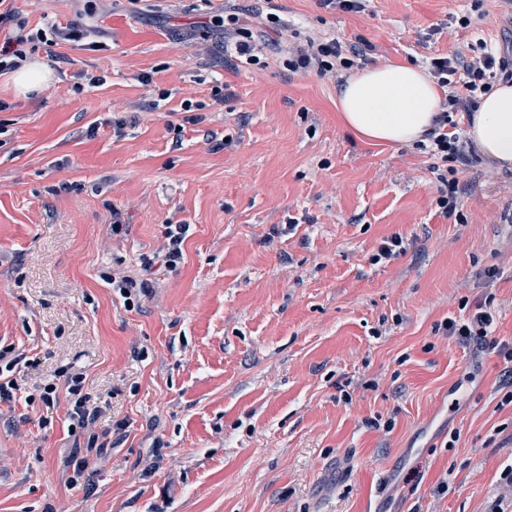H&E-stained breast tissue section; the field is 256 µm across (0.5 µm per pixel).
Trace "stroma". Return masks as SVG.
<instances>
[{
  "label": "stroma",
  "instance_id": "35a3bbf8",
  "mask_svg": "<svg viewBox=\"0 0 512 512\" xmlns=\"http://www.w3.org/2000/svg\"><path fill=\"white\" fill-rule=\"evenodd\" d=\"M12 8L31 29H94L104 47L36 45L51 72L36 97L0 76V348L27 358L0 403V512L512 507V362L442 329L483 303L490 340L512 345V169L479 157L459 175L461 218L445 217L428 153L357 136L337 85L288 72L277 46L256 66L226 59L211 23L228 11L256 32L273 13L285 38L367 43L371 66L422 67L497 46L512 26L501 0ZM83 71L105 84L83 85ZM171 224L189 227L181 260L125 298L113 274L140 272ZM393 236L404 254L373 262ZM65 370L97 409L92 431L69 427Z\"/></svg>",
  "mask_w": 512,
  "mask_h": 512
}]
</instances>
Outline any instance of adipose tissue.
<instances>
[{
    "mask_svg": "<svg viewBox=\"0 0 512 512\" xmlns=\"http://www.w3.org/2000/svg\"><path fill=\"white\" fill-rule=\"evenodd\" d=\"M443 90L413 65L362 70L342 87L337 106L345 125L363 138L405 144L421 140L434 126ZM467 135L499 167H512V85L483 95Z\"/></svg>",
    "mask_w": 512,
    "mask_h": 512,
    "instance_id": "ef3b65f1",
    "label": "adipose tissue"
}]
</instances>
